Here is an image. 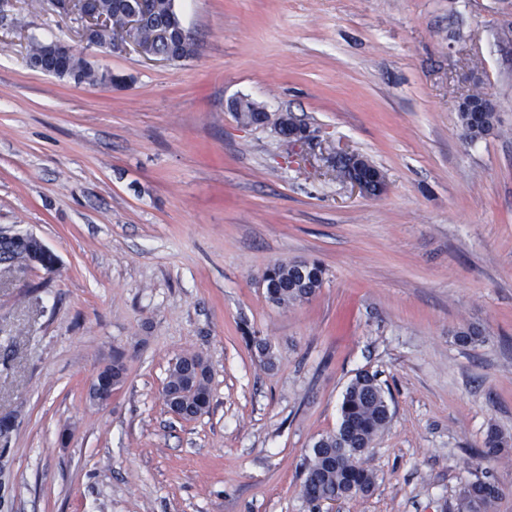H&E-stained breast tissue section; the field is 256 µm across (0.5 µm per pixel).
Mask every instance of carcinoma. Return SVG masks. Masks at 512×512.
<instances>
[{
	"label": "carcinoma",
	"mask_w": 512,
	"mask_h": 512,
	"mask_svg": "<svg viewBox=\"0 0 512 512\" xmlns=\"http://www.w3.org/2000/svg\"><path fill=\"white\" fill-rule=\"evenodd\" d=\"M134 0H96V6L110 20L111 26L94 33L99 46L112 44L116 30L124 25ZM182 28L175 0H154V13L150 25L137 29L131 36L141 41L150 39L153 28ZM159 52L172 63L189 60L196 54L192 35L178 38L177 42L160 43ZM58 78L77 85L97 86L115 84L119 78L111 72L94 66L83 55L74 54ZM238 116L249 125L263 122L264 109L249 100L235 103ZM472 112L458 113V120L469 141L473 142L495 134L499 118L487 112L481 121L473 123ZM324 271L310 262H280L269 267L263 275L268 299L279 306H288L309 300L323 284ZM202 365L197 355H185L176 360L169 370L165 387L175 392L188 390L187 408L190 417L204 413L210 405L208 373L193 371ZM391 419L387 392L377 374L360 371L347 385L340 406V423L333 433L318 438L309 449L303 471L302 494L307 502L317 505L323 501L353 498L372 491L376 484L373 471L366 465L363 455L374 439L383 432ZM507 445L500 433L491 428L484 441L483 455L494 457ZM502 489L477 477L465 484L458 498V512H490Z\"/></svg>",
	"instance_id": "carcinoma-1"
}]
</instances>
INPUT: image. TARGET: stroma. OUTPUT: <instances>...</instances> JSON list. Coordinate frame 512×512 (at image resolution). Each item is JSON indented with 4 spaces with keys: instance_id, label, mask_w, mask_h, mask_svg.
I'll return each instance as SVG.
<instances>
[{
    "instance_id": "stroma-1",
    "label": "stroma",
    "mask_w": 512,
    "mask_h": 512,
    "mask_svg": "<svg viewBox=\"0 0 512 512\" xmlns=\"http://www.w3.org/2000/svg\"><path fill=\"white\" fill-rule=\"evenodd\" d=\"M196 55L90 47L55 0H0V228L39 237L54 273L0 271V512H314L313 442L347 384L378 373L392 419L374 491L335 512H456L481 477L512 512V0H176ZM81 50L121 84L32 69L27 35ZM481 74L499 130L468 142ZM246 98L305 143L246 127ZM383 171L336 182V149ZM324 269L281 307L276 262ZM484 340L462 346L455 333ZM265 338L266 367L249 343ZM196 353L208 412L174 417L168 369ZM121 358L108 404L89 398ZM507 441L482 456L489 428ZM343 162L351 170V178L347 183L359 193L372 195L385 184L383 172L360 155L336 153V163Z\"/></svg>"
}]
</instances>
